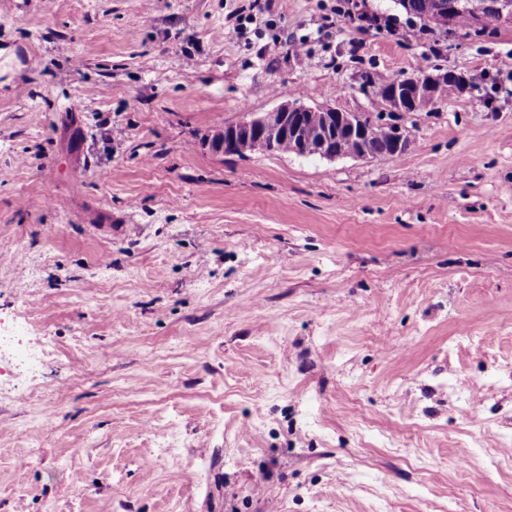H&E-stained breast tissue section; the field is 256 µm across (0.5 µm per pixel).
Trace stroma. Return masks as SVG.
Listing matches in <instances>:
<instances>
[{
    "instance_id": "stroma-1",
    "label": "stroma",
    "mask_w": 512,
    "mask_h": 512,
    "mask_svg": "<svg viewBox=\"0 0 512 512\" xmlns=\"http://www.w3.org/2000/svg\"><path fill=\"white\" fill-rule=\"evenodd\" d=\"M348 1L0 0V512H512V26ZM448 70L399 155L209 145Z\"/></svg>"
}]
</instances>
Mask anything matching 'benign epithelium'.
Instances as JSON below:
<instances>
[{
	"label": "benign epithelium",
	"instance_id": "obj_1",
	"mask_svg": "<svg viewBox=\"0 0 512 512\" xmlns=\"http://www.w3.org/2000/svg\"><path fill=\"white\" fill-rule=\"evenodd\" d=\"M462 10L469 11L477 21L487 13H493L500 24L512 25V0H437V5L425 19L434 26L446 28ZM450 78L466 83L463 76L451 71L404 77L388 82V91L381 100L392 114L412 112L421 101L445 98ZM379 126L389 133L388 146L383 149L378 147L376 140ZM343 136L352 139L351 147L341 143ZM286 137L292 139L298 155H315L326 160L397 155L410 145L406 129L396 121L381 124L370 116L311 107L287 96L269 112L248 113L240 121L216 130L210 146L217 153L235 155L245 142L254 145V151L263 152Z\"/></svg>",
	"mask_w": 512,
	"mask_h": 512
}]
</instances>
